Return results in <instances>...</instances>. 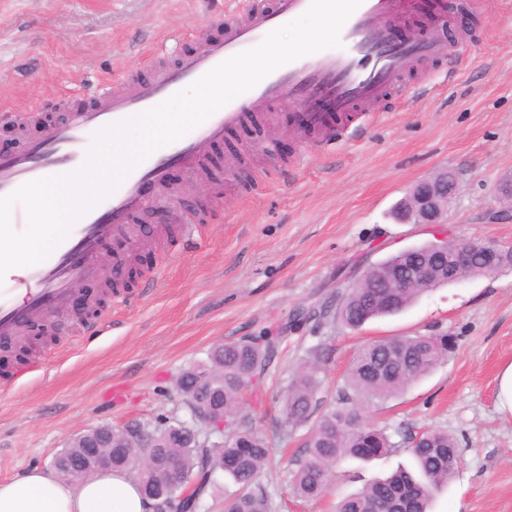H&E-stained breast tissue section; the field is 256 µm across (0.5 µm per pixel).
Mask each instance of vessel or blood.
Masks as SVG:
<instances>
[{"label":"vessel or blood","mask_w":512,"mask_h":512,"mask_svg":"<svg viewBox=\"0 0 512 512\" xmlns=\"http://www.w3.org/2000/svg\"><path fill=\"white\" fill-rule=\"evenodd\" d=\"M309 5L310 0H249L245 8L224 14L223 37L203 41L173 64L153 67L147 77L130 73L98 84L89 107L65 112L52 122L34 112L19 116V126L30 129L31 136L20 152L0 155V197L28 181L75 172L98 131L160 104L231 56L257 46L284 19L299 17ZM418 9V0H362L341 31L340 48L280 67L183 138L154 151L79 217L44 261L11 269L0 281V335L22 336L31 321L65 306L75 281L96 276L101 244L144 207L146 186L163 185L175 164L196 173L210 146L267 118L279 101L306 105L298 126L308 143H334L341 119L372 111L401 88L406 75L443 56L437 41L407 37Z\"/></svg>","instance_id":"vessel-or-blood-1"}]
</instances>
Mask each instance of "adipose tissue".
<instances>
[{"instance_id": "obj_1", "label": "adipose tissue", "mask_w": 512, "mask_h": 512, "mask_svg": "<svg viewBox=\"0 0 512 512\" xmlns=\"http://www.w3.org/2000/svg\"><path fill=\"white\" fill-rule=\"evenodd\" d=\"M0 512H148L137 483L121 472L70 482L33 468L0 482Z\"/></svg>"}]
</instances>
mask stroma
I'll list each match as a JSON object with an SVG mask.
<instances>
[{"instance_id": "obj_1", "label": "stroma", "mask_w": 512, "mask_h": 512, "mask_svg": "<svg viewBox=\"0 0 512 512\" xmlns=\"http://www.w3.org/2000/svg\"><path fill=\"white\" fill-rule=\"evenodd\" d=\"M243 0H0V115L60 112L90 105L94 84L140 67L138 45L164 61L220 35V13ZM454 27L429 73L410 75L401 100L371 125L351 127L333 148L298 140L295 104L272 121L247 125L211 151L219 171L238 153L242 195L223 181L173 168L182 200L147 189L148 204L171 210L177 232L126 265L134 305L106 300L99 314L59 312L36 352L0 365V480L37 467L73 436L138 421L189 419L172 394L182 368L216 345L282 332L276 355L248 396L244 415L274 454L257 483L275 512H329L337 497L410 462L407 435L448 432L460 468L434 512H512V416L496 405L498 373L512 361V269L436 288L403 312L350 330L336 320L299 319L334 304L359 262L379 263L431 240L423 224L392 217L417 181L449 170L459 190L444 232L452 239L512 246V220L497 187L512 172V0H456ZM197 226L183 247L181 226ZM441 336L454 349L370 418L388 425L393 449L338 464L332 492L296 498L290 471L304 455L307 427L283 434L282 395L294 370L320 361L318 397L330 404L357 351L399 336Z\"/></svg>"}]
</instances>
